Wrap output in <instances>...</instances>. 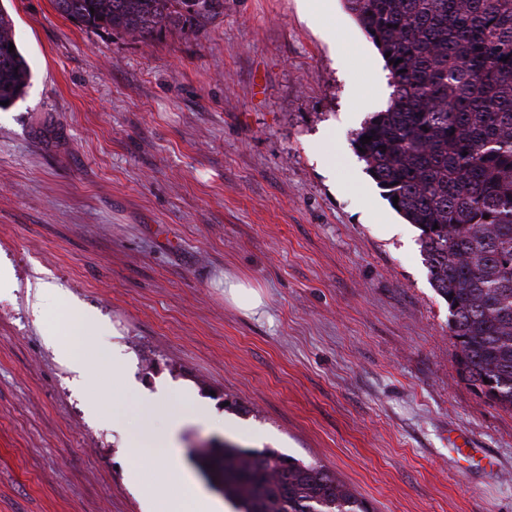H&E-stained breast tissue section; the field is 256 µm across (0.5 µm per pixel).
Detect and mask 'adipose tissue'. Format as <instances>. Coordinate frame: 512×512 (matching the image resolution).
<instances>
[{"label":"adipose tissue","mask_w":512,"mask_h":512,"mask_svg":"<svg viewBox=\"0 0 512 512\" xmlns=\"http://www.w3.org/2000/svg\"><path fill=\"white\" fill-rule=\"evenodd\" d=\"M185 421L184 415L169 417L162 427L156 428L147 423H139L131 431L130 446L131 472H138L143 465L167 461V469L161 470L158 481L141 488L142 495L148 500H162V512H216L215 504L208 496L201 493L192 482L181 484V491L171 496H161V485L169 478L171 469L177 468L178 461L174 454L175 434Z\"/></svg>","instance_id":"1"}]
</instances>
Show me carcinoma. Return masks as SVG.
Instances as JSON below:
<instances>
[{
  "label": "carcinoma",
  "mask_w": 512,
  "mask_h": 512,
  "mask_svg": "<svg viewBox=\"0 0 512 512\" xmlns=\"http://www.w3.org/2000/svg\"><path fill=\"white\" fill-rule=\"evenodd\" d=\"M392 87L353 139L366 172L420 231L430 282L461 339L460 376L512 411V0H343ZM86 30L159 39L199 33L224 0H53ZM0 7V102L31 73ZM390 56H385V53ZM402 60L396 65L394 61ZM371 137L364 144L363 136ZM222 473L236 512H369L322 465L274 448L226 444L199 460Z\"/></svg>",
  "instance_id": "carcinoma-1"
}]
</instances>
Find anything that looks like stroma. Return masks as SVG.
Listing matches in <instances>:
<instances>
[{"label": "stroma", "instance_id": "35a3bbf8", "mask_svg": "<svg viewBox=\"0 0 512 512\" xmlns=\"http://www.w3.org/2000/svg\"><path fill=\"white\" fill-rule=\"evenodd\" d=\"M0 5L31 71L0 110V512H157L129 425L188 392L177 452L219 512L206 440L323 464L372 512H512V412L459 377L420 232L353 146L391 88L342 0H224L153 42ZM72 308L104 326L81 386ZM241 310L255 314L263 305L262 296L256 288L243 282H224V296Z\"/></svg>", "mask_w": 512, "mask_h": 512}]
</instances>
